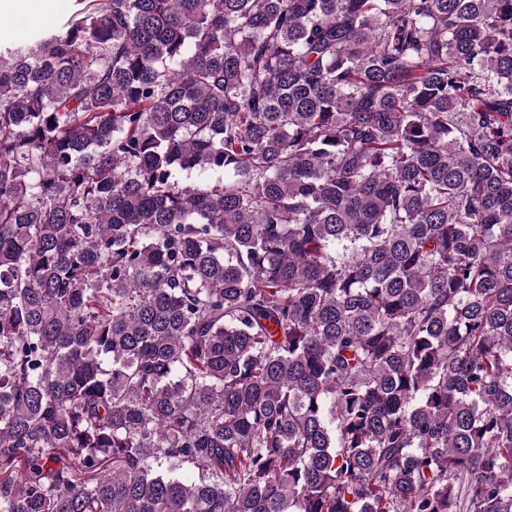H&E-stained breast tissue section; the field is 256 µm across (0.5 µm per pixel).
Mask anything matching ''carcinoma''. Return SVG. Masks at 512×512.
<instances>
[{"label": "carcinoma", "instance_id": "obj_1", "mask_svg": "<svg viewBox=\"0 0 512 512\" xmlns=\"http://www.w3.org/2000/svg\"><path fill=\"white\" fill-rule=\"evenodd\" d=\"M80 2L0 51V512H512V0Z\"/></svg>", "mask_w": 512, "mask_h": 512}]
</instances>
